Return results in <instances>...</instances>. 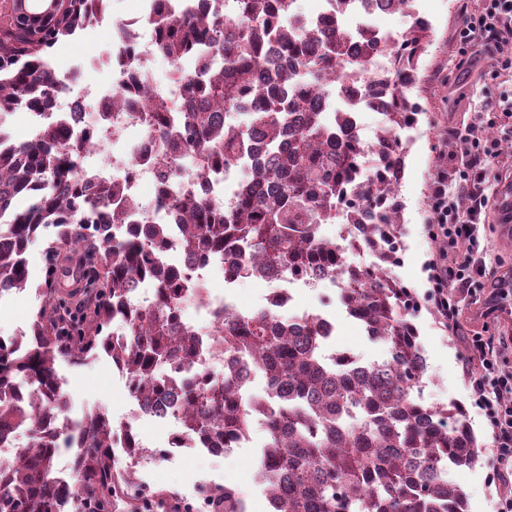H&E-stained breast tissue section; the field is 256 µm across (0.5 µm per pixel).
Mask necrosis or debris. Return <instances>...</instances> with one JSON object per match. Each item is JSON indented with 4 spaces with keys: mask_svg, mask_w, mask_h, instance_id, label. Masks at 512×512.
Segmentation results:
<instances>
[{
    "mask_svg": "<svg viewBox=\"0 0 512 512\" xmlns=\"http://www.w3.org/2000/svg\"><path fill=\"white\" fill-rule=\"evenodd\" d=\"M155 8L154 0H143L136 18L113 28L112 48L107 53L112 80L110 83L95 84L83 80L76 72H69L62 78L56 91L55 109L51 112H31L27 119L30 124L44 127L59 122L66 123L75 131L92 130L96 136L90 147L84 149L81 164L90 167L96 159L101 145L111 144L112 160L108 166L92 170V182L112 181L126 187L130 197H137L142 184H151L152 197L139 209V219L144 224L172 222L175 213L167 202L168 196L205 194L216 209H223L225 203L234 201L236 193L248 177L249 167L234 163L225 167L219 175L202 174L198 168L180 165L173 167V180H160L163 169L159 160L160 140L150 131L146 114L151 109L152 95L166 99L172 114L182 112L186 101L181 94L177 80L183 64H174L165 82L151 83L149 96H137L125 106L113 109L109 123L100 120L102 108L108 104L113 93L124 88L130 81V73L124 66L125 55H133L140 66H147L156 55L157 33L147 22ZM381 7H367L365 0H350L345 12H338L335 0H320L317 10L306 12L297 6L281 16L282 23L291 27H325L340 23L349 36L373 25L385 16ZM208 266L190 265L189 272L195 284L190 301L205 321L199 332L196 357L191 366L192 374L211 377L224 374V298L209 292L206 288Z\"/></svg>",
    "mask_w": 512,
    "mask_h": 512,
    "instance_id": "necrosis-or-debris-1",
    "label": "necrosis or debris"
}]
</instances>
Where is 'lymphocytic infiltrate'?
<instances>
[{
  "label": "lymphocytic infiltrate",
  "instance_id": "obj_1",
  "mask_svg": "<svg viewBox=\"0 0 512 512\" xmlns=\"http://www.w3.org/2000/svg\"><path fill=\"white\" fill-rule=\"evenodd\" d=\"M457 37L463 48L484 51L495 72H512V0H482L469 13ZM458 139L477 181L449 179L448 169L442 164L436 166L431 178L430 235L441 243L432 263L434 301L453 330L458 327L459 290L485 263L482 253L474 248L475 232L487 218L493 195L486 192L481 179L500 155L497 142L479 137L474 126H467ZM463 241L471 243L472 248L463 261L454 262V249ZM508 343L501 336H472L463 364L474 403L492 428L490 478L494 481L512 471V371L504 369L500 359Z\"/></svg>",
  "mask_w": 512,
  "mask_h": 512
}]
</instances>
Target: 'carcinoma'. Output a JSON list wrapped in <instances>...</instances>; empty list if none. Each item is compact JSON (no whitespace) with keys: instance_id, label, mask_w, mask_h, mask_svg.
Returning a JSON list of instances; mask_svg holds the SVG:
<instances>
[{"instance_id":"obj_1","label":"carcinoma","mask_w":512,"mask_h":512,"mask_svg":"<svg viewBox=\"0 0 512 512\" xmlns=\"http://www.w3.org/2000/svg\"><path fill=\"white\" fill-rule=\"evenodd\" d=\"M291 0H237L236 16L204 11L176 16L157 8L149 22L160 52L171 62L194 60L182 73L187 109L173 121L164 100L151 115L165 150L211 174L224 166L262 158L236 201L217 211L198 196H175L171 206L181 249L203 265L224 260V276L287 280L318 268L341 279L347 314L368 335L388 345V358L363 362L329 350L314 319H282L266 308L243 313L224 306V377L180 379L193 362L198 331L182 315L192 281L179 266H163L168 224H139L137 203L125 187L102 182L86 193L80 163L89 131L64 124L42 129L29 141H0V289L29 286L26 253L53 229L49 246L76 257L85 276L82 323L59 336L63 317L56 288H44V306L29 333L0 341V441L20 429L31 443L0 462V512H60L70 491L86 512H112L116 486L134 482L110 453L115 429L106 412L73 423L74 489L54 477L55 460L73 444L68 401L56 371L64 360L80 365L100 352L126 378L135 396L158 405L177 401L184 410L179 436L189 448L200 438L249 436L253 422L266 432L256 481L274 512H467L449 469L478 459L476 437L459 405L427 407L413 398L423 384L426 358L413 323L411 292L381 275L395 259L401 212L366 224L370 206L398 189L406 150L398 130L417 120L419 105L407 95L431 38L429 22L415 16L412 0H392L411 18L392 42V66L373 80L371 103L384 124L371 143L341 134L345 112L325 115L321 99L336 74H354L368 62L377 37L364 31L357 47L341 27L290 30L279 25ZM109 0H60L39 26L0 0V110L48 112L59 77L49 63L61 40L88 28ZM293 58L308 72L299 82L281 64ZM272 71L260 87L255 73ZM375 154V170L360 176V160ZM24 197L28 205L16 207ZM105 212L118 235L105 237L91 220ZM340 222L355 229L350 245L378 253V271L343 264L321 227ZM156 281L158 300L134 305L136 283ZM126 314L125 338L109 342L117 314ZM263 393L251 391L256 376ZM215 512H246L235 489L224 487Z\"/></svg>"}]
</instances>
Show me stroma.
I'll return each instance as SVG.
<instances>
[{"label":"stroma","mask_w":512,"mask_h":512,"mask_svg":"<svg viewBox=\"0 0 512 512\" xmlns=\"http://www.w3.org/2000/svg\"><path fill=\"white\" fill-rule=\"evenodd\" d=\"M432 26V37L419 62V80L411 89V97L424 109L418 118V131L408 144L405 169L399 187L403 202L400 259L392 268L394 280L409 288L419 305L415 320L418 340L427 360L423 385L416 400L426 406L461 405L476 436L479 460L472 467L453 468L448 477L461 487L469 512H496L499 486L491 482L492 437L481 410L475 405L462 368L467 336H512V293L507 297L491 298L495 283L512 273V242L502 239L496 223L479 228V244L485 253V266L474 273L463 293L458 316L459 330L451 332L437 316L430 301V261L437 245L428 235L430 222L429 178L438 158H446L448 174L459 177L464 167L456 151V132L470 124L475 112L485 100L498 94L499 79L491 74L485 55L462 52L456 32L467 13L473 11L476 0H414ZM136 0H110L104 23L94 25L80 34L59 42L50 55L57 74L71 66L86 65L87 79H108V71L90 68L93 59L101 55L112 41L111 23L134 15ZM48 243L39 239L28 250L26 258L31 289L0 298V333L28 331L43 298L36 293L42 285L48 265ZM207 286L222 294L242 312H251L267 303L270 293L260 280L244 278L234 284L224 281L222 270H211ZM295 303L307 310L326 312L337 323L332 341L336 350L351 353L363 361H383L388 356L385 342L371 339L364 327L349 317L344 307L327 289H307ZM64 389L70 396V415L102 409L114 424L132 422L144 446L163 449L173 430L167 422L140 418L126 389V379L107 356L73 366L57 365ZM265 434L261 426H253L246 447L222 458L197 455L192 449L165 458L143 457L137 477L152 489L161 490L174 498H192L202 486L226 484L233 487L248 508H255L264 494L255 480L258 452Z\"/></svg>","instance_id":"stroma-1"}]
</instances>
